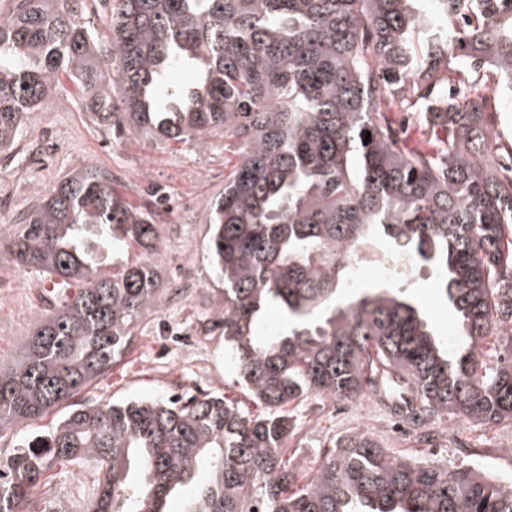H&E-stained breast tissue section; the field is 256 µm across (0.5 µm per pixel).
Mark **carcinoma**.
Instances as JSON below:
<instances>
[{"mask_svg": "<svg viewBox=\"0 0 512 512\" xmlns=\"http://www.w3.org/2000/svg\"><path fill=\"white\" fill-rule=\"evenodd\" d=\"M421 2L12 0L0 20L1 153L20 155L64 78L117 140L238 149L211 203L208 251L224 284L213 315L263 411L210 392L73 402L164 302L156 206L131 205L84 165L0 243V264L77 288L0 366V436L60 414L0 460V512H57L43 491L56 467L96 470L81 512H164L188 486L184 512H512V481L391 458L365 434L336 440L288 490V405L311 396L357 403L402 389L427 417L512 421V165L486 163L501 147L489 94L512 93V0H437L447 23L434 26ZM178 68L194 83L159 96ZM394 108L425 113L430 148L406 146ZM380 241L436 271L454 348L400 289L336 304L354 250ZM132 248L139 259L120 260ZM272 306L283 327L260 337ZM492 336L504 349L489 365Z\"/></svg>", "mask_w": 512, "mask_h": 512, "instance_id": "1", "label": "carcinoma"}]
</instances>
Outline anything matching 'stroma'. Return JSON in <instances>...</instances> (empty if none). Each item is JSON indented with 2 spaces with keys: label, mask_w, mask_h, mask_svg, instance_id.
<instances>
[{
  "label": "stroma",
  "mask_w": 512,
  "mask_h": 512,
  "mask_svg": "<svg viewBox=\"0 0 512 512\" xmlns=\"http://www.w3.org/2000/svg\"><path fill=\"white\" fill-rule=\"evenodd\" d=\"M23 160L0 159V237L15 230L23 212L48 193L64 175L92 164L111 171L114 187L133 204L153 189L163 190L162 247L158 259L161 286L168 299L157 315L139 326L132 346L103 377L79 395L81 401L112 402L128 398H168L216 392L233 400L243 394L235 383L224 351V338L205 332L214 300L223 285L212 272L207 251L210 204L224 190V178L236 163L223 142L146 148L128 135L114 141L91 121L71 93L49 97L27 126ZM404 291L425 311L432 327L454 338L456 319L437 286L430 265ZM54 302V294L37 274L0 266V363L17 355V342ZM298 431L288 443L290 468L307 478L325 448L337 438L365 432L397 458L467 464L471 448L479 449L480 466L512 475V425L476 426L458 417L431 423L433 443L408 436L394 439L384 415L372 401L328 404L309 398L292 404ZM93 469L72 475L58 473L51 487L57 500L78 512L91 493Z\"/></svg>",
  "instance_id": "obj_1"
}]
</instances>
